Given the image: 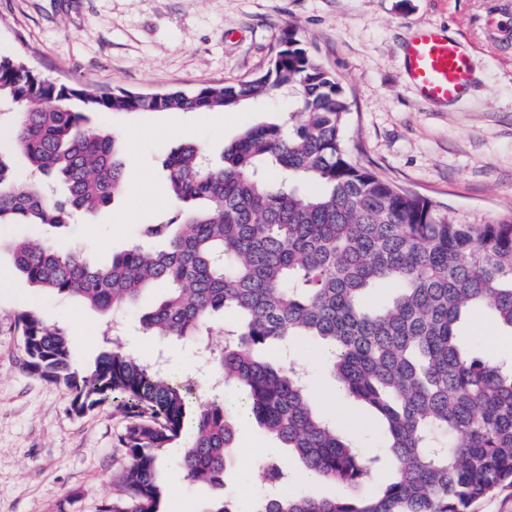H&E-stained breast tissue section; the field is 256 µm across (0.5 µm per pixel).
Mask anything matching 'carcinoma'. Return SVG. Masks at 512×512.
I'll return each instance as SVG.
<instances>
[{
	"instance_id": "carcinoma-1",
	"label": "carcinoma",
	"mask_w": 512,
	"mask_h": 512,
	"mask_svg": "<svg viewBox=\"0 0 512 512\" xmlns=\"http://www.w3.org/2000/svg\"><path fill=\"white\" fill-rule=\"evenodd\" d=\"M275 92L296 109L243 131L221 163L192 142L165 158L177 211L142 225L110 264L52 243L6 245L15 270L46 295L101 312L130 310L145 288L166 285L165 300L139 323L146 336L192 343L218 379L194 430L185 431L194 380L137 360L118 336L79 371L67 331L24 312L26 366L69 388L77 415L107 400L125 413L128 466L100 512H161L158 470L169 448L190 481L224 485L239 414L224 401L230 381L247 390L243 411L338 489L332 498L269 494L254 512H470L512 487V356L493 357L479 337L465 342L458 332L481 311L512 334V214L460 223L355 161L344 139L348 98L298 40L283 42L250 81L159 94L58 84L23 56L0 55V104L17 107L13 147L32 176L20 180L0 152V224L64 228L123 192L119 140L90 125L93 114L231 111ZM219 310L239 321L215 345L210 318ZM297 337L320 339L343 398L382 422L394 472L385 487L348 493L379 456L315 412L293 362L258 357ZM263 469L270 484H288L278 460Z\"/></svg>"
}]
</instances>
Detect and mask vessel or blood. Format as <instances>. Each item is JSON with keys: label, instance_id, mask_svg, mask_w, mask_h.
<instances>
[{"label": "vessel or blood", "instance_id": "b4317fda", "mask_svg": "<svg viewBox=\"0 0 512 512\" xmlns=\"http://www.w3.org/2000/svg\"><path fill=\"white\" fill-rule=\"evenodd\" d=\"M404 68L428 103H448L463 96L472 70L461 45L433 27L415 30L404 55Z\"/></svg>", "mask_w": 512, "mask_h": 512}]
</instances>
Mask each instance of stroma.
I'll return each mask as SVG.
<instances>
[{
    "instance_id": "stroma-1",
    "label": "stroma",
    "mask_w": 512,
    "mask_h": 512,
    "mask_svg": "<svg viewBox=\"0 0 512 512\" xmlns=\"http://www.w3.org/2000/svg\"><path fill=\"white\" fill-rule=\"evenodd\" d=\"M420 27L441 29L469 56L473 82L460 99L426 104L406 76L404 47ZM291 34L339 78L355 160L460 222L512 214V0H0L1 53L22 52L44 77L91 89L157 93L247 80ZM286 108L258 98L205 124L191 112L95 116L123 144L125 189L111 208L70 225L64 244L109 263L140 225L174 215L161 168L171 149L195 142L220 159L244 130ZM162 296L146 290L139 308L115 321L80 300L45 295L0 258V512H98L127 464L118 442L125 416L109 402L74 414L65 386L31 374L18 315L55 323L69 314L78 368L92 365L114 332L143 362L198 376L189 344L165 345L139 330L141 312ZM269 445L254 422L239 420L221 487L190 483L166 461L164 512H212L227 494L251 512L267 491Z\"/></svg>"
}]
</instances>
